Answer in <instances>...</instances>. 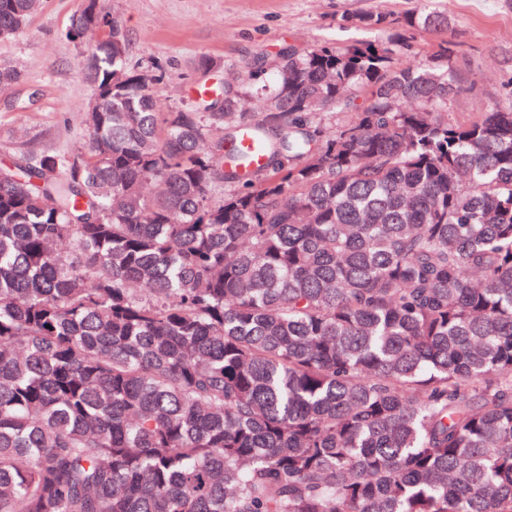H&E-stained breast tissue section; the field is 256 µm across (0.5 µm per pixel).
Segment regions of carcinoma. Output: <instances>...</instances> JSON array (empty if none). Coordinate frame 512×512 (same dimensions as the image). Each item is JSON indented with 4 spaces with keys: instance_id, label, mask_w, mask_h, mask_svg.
I'll return each mask as SVG.
<instances>
[{
    "instance_id": "1",
    "label": "carcinoma",
    "mask_w": 512,
    "mask_h": 512,
    "mask_svg": "<svg viewBox=\"0 0 512 512\" xmlns=\"http://www.w3.org/2000/svg\"><path fill=\"white\" fill-rule=\"evenodd\" d=\"M87 34L90 149L0 167V512H512V111L360 42L162 112Z\"/></svg>"
}]
</instances>
